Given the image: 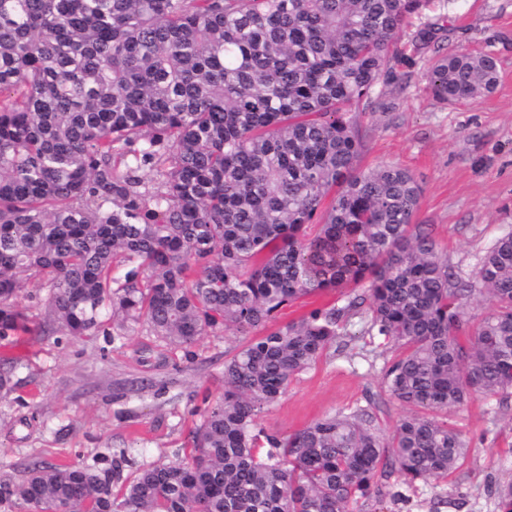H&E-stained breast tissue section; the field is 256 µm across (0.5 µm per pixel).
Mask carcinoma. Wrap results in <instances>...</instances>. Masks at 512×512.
Here are the masks:
<instances>
[{
	"label": "carcinoma",
	"instance_id": "cac0c4a2",
	"mask_svg": "<svg viewBox=\"0 0 512 512\" xmlns=\"http://www.w3.org/2000/svg\"><path fill=\"white\" fill-rule=\"evenodd\" d=\"M430 2L0 0V341L26 329L24 278L46 288L61 336L142 326L175 350L252 334L224 362V395L200 412L188 454L35 466L0 481V505L352 512L388 495L394 473L413 483L464 465L468 443L438 415L472 393L512 397V232L463 275L415 222V175L358 170L351 117ZM498 81L490 53H447L429 71L433 96L454 105ZM348 286L344 305L268 327ZM477 291L494 308L465 335ZM359 314L397 351L385 392L415 412L389 435L370 407L288 436L258 427L293 377L343 353ZM494 495L512 512V482ZM345 302L339 295L334 291H328L318 293L305 298H302L294 304L283 308L275 315V319L269 324L279 326L288 323L291 320L298 319L308 311L319 306H341Z\"/></svg>",
	"mask_w": 512,
	"mask_h": 512
}]
</instances>
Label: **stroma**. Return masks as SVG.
Here are the masks:
<instances>
[{"label": "stroma", "instance_id": "35a3bbf8", "mask_svg": "<svg viewBox=\"0 0 512 512\" xmlns=\"http://www.w3.org/2000/svg\"><path fill=\"white\" fill-rule=\"evenodd\" d=\"M433 41L407 53L374 89L376 105L359 113L360 169L398 164L423 193L416 221L428 224L452 266L469 273L502 234L512 232V0H432L422 18L397 35L411 44L422 24ZM477 50L498 60L500 80L489 96L465 105L437 100L428 70L441 53ZM46 292L22 280L18 303L30 331L12 354V388L0 392V480L22 482L39 464L92 463L101 454L167 461L188 447L205 400L224 392V362L245 343L226 331L201 337L190 351H171L144 328L113 340L71 338L45 329ZM347 325L343 354L324 355L296 376L280 401L258 417L286 436L322 416L375 401L383 431L406 407L381 389L380 366L394 348ZM470 451L462 469L412 484L391 476L390 497L359 512H498L494 484L512 480V402L480 393L444 415Z\"/></svg>", "mask_w": 512, "mask_h": 512}]
</instances>
